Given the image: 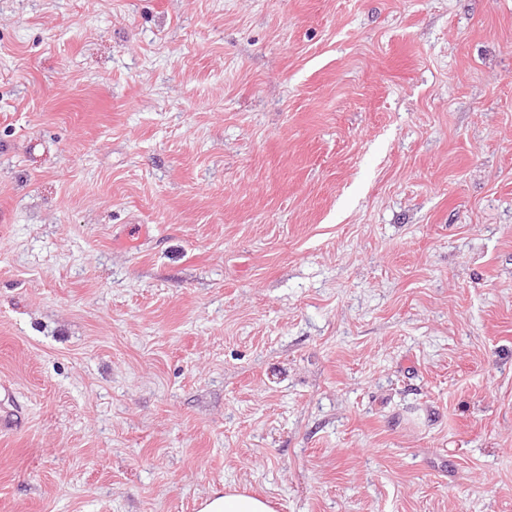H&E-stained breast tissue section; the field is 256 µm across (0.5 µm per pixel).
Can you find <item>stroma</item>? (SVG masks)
I'll list each match as a JSON object with an SVG mask.
<instances>
[{"mask_svg":"<svg viewBox=\"0 0 512 512\" xmlns=\"http://www.w3.org/2000/svg\"><path fill=\"white\" fill-rule=\"evenodd\" d=\"M512 512V0H0V512ZM199 512H274L270 503L246 490L211 491L201 502Z\"/></svg>","mask_w":512,"mask_h":512,"instance_id":"stroma-1","label":"stroma"}]
</instances>
